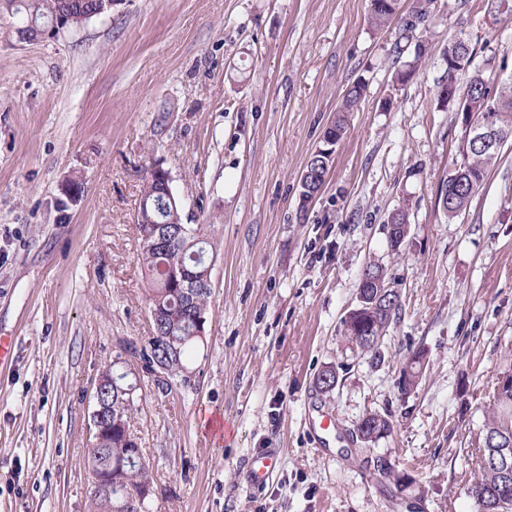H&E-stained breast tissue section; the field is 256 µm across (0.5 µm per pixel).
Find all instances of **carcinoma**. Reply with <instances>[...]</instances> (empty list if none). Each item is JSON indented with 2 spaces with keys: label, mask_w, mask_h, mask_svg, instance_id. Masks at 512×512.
Masks as SVG:
<instances>
[{
  "label": "carcinoma",
  "mask_w": 512,
  "mask_h": 512,
  "mask_svg": "<svg viewBox=\"0 0 512 512\" xmlns=\"http://www.w3.org/2000/svg\"><path fill=\"white\" fill-rule=\"evenodd\" d=\"M433 0H412L409 11L397 17V10L390 11L371 6L372 24L382 28L399 19L404 38L410 40L413 33L428 21ZM99 0H36L35 9L47 20L62 25L79 26L95 17ZM366 92V85L356 81L346 88L341 105L337 109V136H342L346 115L357 111ZM471 108L480 114L496 117L498 125L512 131V78L502 81L498 86L481 79L474 83L471 95ZM498 153L476 150L470 153L461 169L467 171L464 185L450 206L443 213L454 218L463 212L471 198L482 187L489 168L496 162ZM141 198L148 202V207L141 210V217L136 224L138 236L142 237L154 228L171 219V213L164 210L159 203L156 182L144 179ZM208 241L203 238L186 248L180 244L142 245L141 259L151 280L152 295L150 308L158 310L161 320L154 328L147 344L142 346L141 354L146 356V367L157 364L165 368L168 377L180 376L186 372L185 360L201 339L194 335L196 318L207 314L211 290L196 288L192 297H187L184 289L170 280V273L179 268L193 269L207 259ZM398 310V303L384 308L373 303L356 316L357 322L344 323L349 341L377 357L375 351L365 344L362 336L369 330L384 328ZM422 352L414 353L402 370L400 385L404 392L410 391L421 374ZM128 373L115 367L103 371L99 377L100 399L103 405L100 436L90 439L88 448V467H101L112 464V487L91 496V512H151V498L145 495L146 488L153 478L144 457L136 452L138 441L133 432L131 418L135 410L134 395L125 391L128 386ZM494 401H503L510 407L497 410L484 427V431L497 433L504 431L512 434V386L494 388ZM367 434L374 438L391 428L389 415L368 413L365 415ZM482 449H475L473 460L478 464V476L469 488V495L474 500L476 512H486L489 500L508 498L506 505L499 507L500 512H512V488L506 490L501 486L498 470L480 459Z\"/></svg>",
  "instance_id": "obj_1"
}]
</instances>
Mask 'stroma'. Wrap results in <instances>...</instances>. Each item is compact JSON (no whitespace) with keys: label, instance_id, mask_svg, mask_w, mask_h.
I'll return each instance as SVG.
<instances>
[{"label":"stroma","instance_id":"stroma-1","mask_svg":"<svg viewBox=\"0 0 512 512\" xmlns=\"http://www.w3.org/2000/svg\"><path fill=\"white\" fill-rule=\"evenodd\" d=\"M433 12L419 57L398 23L372 26L370 0H112L33 39L25 0H0V336L18 338L0 369V512H88L93 387L115 362L137 377L152 512H475L467 453L512 372V144L446 217L437 191L464 128L438 91L458 37L474 50L459 82L512 75V0ZM360 78L301 205L302 171ZM155 164L216 256L187 385L134 355L152 334L135 220ZM370 264L399 296L377 362L344 335ZM215 412L230 433L208 428ZM374 412L392 428L365 444L354 426ZM270 448L271 480L247 487L246 459ZM380 458L410 483L382 478ZM359 80L355 81L352 85L346 88L345 94L343 96L341 105L337 109L336 119L331 122V125L336 126V130L332 127L327 131L324 136V147L320 149L321 159L319 163L316 165L318 167L317 171H314L313 168L304 174L305 179L301 180V193H300V202H305V199L308 197V194H312V186L313 181L315 180V174L320 170L321 166L326 167L331 161L333 162V156L335 152L336 146V132L338 136V140L342 137L345 124H346V115L350 112L357 111L360 103L362 102L365 92L366 85L363 82H359Z\"/></svg>","mask_w":512,"mask_h":512}]
</instances>
